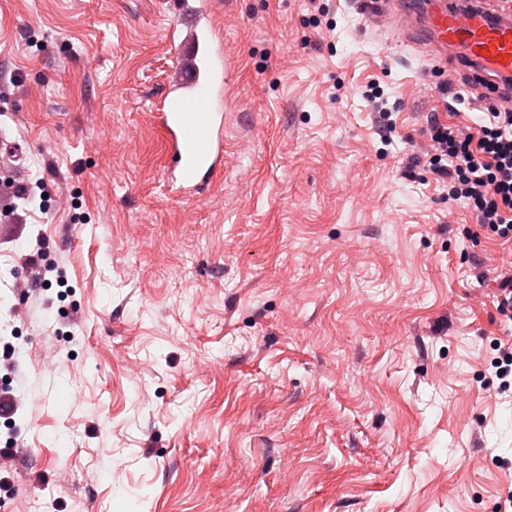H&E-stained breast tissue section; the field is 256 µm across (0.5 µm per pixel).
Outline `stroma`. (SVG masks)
<instances>
[{"label":"stroma","mask_w":512,"mask_h":512,"mask_svg":"<svg viewBox=\"0 0 512 512\" xmlns=\"http://www.w3.org/2000/svg\"><path fill=\"white\" fill-rule=\"evenodd\" d=\"M354 2L214 0L228 155L186 199L167 0H0V512H497L512 242L408 163L476 106ZM497 274L499 284L497 292L494 294L496 301L495 310L499 316L500 322L504 325H512V265L509 268Z\"/></svg>","instance_id":"obj_1"}]
</instances>
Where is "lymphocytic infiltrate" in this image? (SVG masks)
Returning a JSON list of instances; mask_svg holds the SVG:
<instances>
[{"label":"lymphocytic infiltrate","instance_id":"lymphocytic-infiltrate-1","mask_svg":"<svg viewBox=\"0 0 512 512\" xmlns=\"http://www.w3.org/2000/svg\"><path fill=\"white\" fill-rule=\"evenodd\" d=\"M431 150L414 156L449 201L465 200L484 234L512 241V110L486 112L475 131L448 127L438 112L427 117Z\"/></svg>","mask_w":512,"mask_h":512}]
</instances>
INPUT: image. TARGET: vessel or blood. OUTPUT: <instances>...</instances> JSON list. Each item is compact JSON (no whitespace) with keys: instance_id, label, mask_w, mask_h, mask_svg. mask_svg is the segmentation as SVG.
<instances>
[{"instance_id":"vessel-or-blood-1","label":"vessel or blood","mask_w":512,"mask_h":512,"mask_svg":"<svg viewBox=\"0 0 512 512\" xmlns=\"http://www.w3.org/2000/svg\"><path fill=\"white\" fill-rule=\"evenodd\" d=\"M181 36L177 66L158 106L166 181L185 198L224 167V112L215 104L227 76L210 0H170ZM365 22L389 25L428 46L439 73L462 71L478 106L512 108V0H358Z\"/></svg>"}]
</instances>
